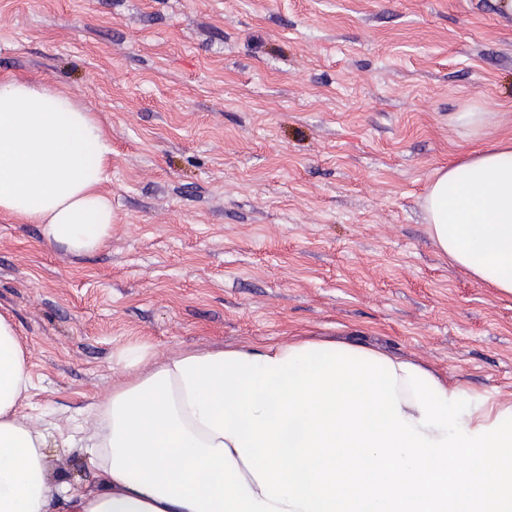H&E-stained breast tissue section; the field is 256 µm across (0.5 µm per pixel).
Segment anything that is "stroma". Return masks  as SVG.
I'll return each instance as SVG.
<instances>
[{
    "label": "stroma",
    "mask_w": 512,
    "mask_h": 512,
    "mask_svg": "<svg viewBox=\"0 0 512 512\" xmlns=\"http://www.w3.org/2000/svg\"><path fill=\"white\" fill-rule=\"evenodd\" d=\"M2 76L64 91L112 148L102 250L0 218L31 422L91 425L142 349L309 339L512 405V295L442 254L421 206L437 169L512 137L497 0H0ZM45 453L51 481L96 489L85 454Z\"/></svg>",
    "instance_id": "obj_1"
}]
</instances>
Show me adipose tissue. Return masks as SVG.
Instances as JSON below:
<instances>
[{
  "instance_id": "adipose-tissue-1",
  "label": "adipose tissue",
  "mask_w": 512,
  "mask_h": 512,
  "mask_svg": "<svg viewBox=\"0 0 512 512\" xmlns=\"http://www.w3.org/2000/svg\"><path fill=\"white\" fill-rule=\"evenodd\" d=\"M111 154L63 91L0 77V216L102 249ZM423 207L453 263L512 295V138L437 170ZM146 359L64 439L96 470L78 493L47 479L49 431L18 413L26 346L0 313V512H512V406L466 405L419 364L328 341Z\"/></svg>"
}]
</instances>
